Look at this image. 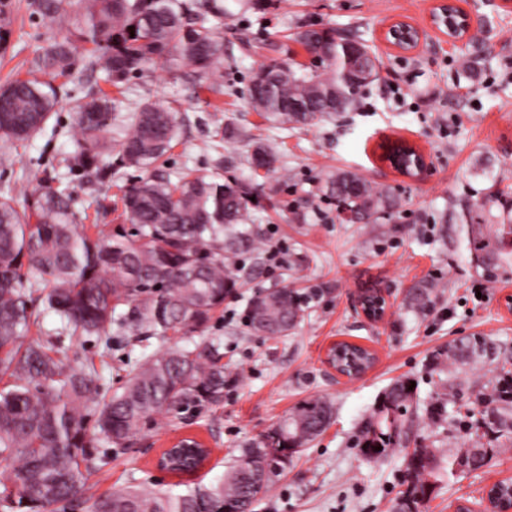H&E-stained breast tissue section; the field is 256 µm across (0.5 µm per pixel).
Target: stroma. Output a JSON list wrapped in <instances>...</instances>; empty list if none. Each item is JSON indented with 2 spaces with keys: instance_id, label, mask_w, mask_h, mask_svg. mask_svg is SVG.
I'll return each instance as SVG.
<instances>
[{
  "instance_id": "35a3bbf8",
  "label": "stroma",
  "mask_w": 512,
  "mask_h": 512,
  "mask_svg": "<svg viewBox=\"0 0 512 512\" xmlns=\"http://www.w3.org/2000/svg\"><path fill=\"white\" fill-rule=\"evenodd\" d=\"M223 95L183 73L150 68L130 75L121 113L142 101L175 110L181 126L178 144L156 164L169 177L186 167L211 169L223 156L225 178L249 184V211L258 231L257 249L245 260L242 286L227 298L201 331L143 336L104 349L95 338L63 329L44 293L30 303L29 343H50L52 357L67 369L94 366L102 395L120 387L144 356L217 340L233 378L223 401L195 417L155 416L141 426L124 453L106 457L88 477L93 496L127 487H174V476L154 472L156 449L190 434L211 448L198 479L221 478L240 448L283 420L305 401L322 398L333 419L294 459L252 512H392L402 490L406 451L367 460L353 440L394 380L417 385L413 411L418 433L447 458L452 446L447 423L430 424L426 407L444 392L433 364L449 345L484 334L512 348V313L504 307L512 294V254L504 253L495 280H488L468 236L470 226L493 235L503 209L512 210V11L500 0H460L482 20L483 50L475 72L464 71L468 45L445 43L430 26L434 0H281L265 11L243 10L239 0H223ZM401 18L424 33L419 51L401 56L382 40V31ZM324 24L367 44L381 61L380 79L365 89L358 109L317 127H271L247 99V79L262 63L245 41L272 39L276 58L287 59L297 45L292 32ZM58 29L43 22L34 0H0V85L17 76L40 73L39 59ZM84 49L74 54L70 81L59 89L55 113L26 148L0 141V191L12 187L17 200L33 189L25 175L46 170L52 188L73 191L78 201L118 198V187L71 171L76 150L74 100L108 89L106 75L86 65ZM268 140L277 160L272 171H253L233 144L221 143L225 125ZM405 139L420 147L431 167L417 180L399 176L378 156L386 139ZM354 172L399 200L393 217L345 224L336 203L322 192L325 174ZM434 286L435 305L423 315L410 310L406 295L417 282ZM294 286L319 291L303 320L288 335L262 338L246 325L247 301L255 290ZM381 291L390 310L379 324L354 310L357 298ZM338 340L362 344L374 353L373 367L356 380L337 378L324 364L328 346ZM512 476V447L499 450L481 469L441 476L423 512H456L474 503L488 486Z\"/></svg>"
}]
</instances>
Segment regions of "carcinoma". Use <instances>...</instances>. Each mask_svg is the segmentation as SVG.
Listing matches in <instances>:
<instances>
[{
  "mask_svg": "<svg viewBox=\"0 0 512 512\" xmlns=\"http://www.w3.org/2000/svg\"><path fill=\"white\" fill-rule=\"evenodd\" d=\"M36 13L64 30L42 55L43 69L54 76L72 75L73 45L86 49L88 65L100 69L117 89L128 76L148 67L177 72L189 67L209 89L224 94V84L211 78L224 69V43L218 24L224 5L218 0H34ZM296 40L321 45L322 54L310 70L282 61L260 65L250 78L252 107L276 125L317 126L357 109L361 94L353 91L348 74L362 75L369 86L379 79L381 63L358 40L336 39V29L307 26ZM0 140L24 147L54 112L57 91L35 75L14 78L0 87ZM118 100L104 94L76 104L77 151L71 167L93 172L102 182L120 180L123 170L141 172L121 197L122 215L130 231L89 236L72 193L53 190L48 177L35 171L28 205L17 209L12 191L0 195V374L14 383L0 388V461L21 460L13 491L0 500L11 509L40 512L47 501L71 508L83 497L86 473L97 468L89 450L85 411L95 408L94 430L115 451H125L138 424L161 412L193 415L218 404L229 386L224 354L218 340L155 354L136 363L120 390L99 398L96 371L68 372L47 347L24 343L30 328L29 297L47 288L46 301L61 319L86 336L112 347L110 330L132 336H165L206 327L224 299L240 286L243 261L256 249L249 224L250 191L246 184L226 181L221 159L212 170L187 168L176 180L158 173L154 164L179 135L176 112L142 102L128 130L107 140L110 125L125 123ZM246 163L253 170H271L273 149L255 139H242ZM113 158V163L105 161ZM336 203L372 218L390 214L396 199L385 188L363 177L338 171L324 184ZM476 249L484 252L480 266L487 276L499 267V253L487 249L482 228L472 227ZM39 280L26 288L23 267ZM433 285L414 286L408 304L422 314L433 304ZM314 294L305 296L282 287L259 291L249 300L248 325L259 336H284L304 318ZM124 306L126 310L118 311ZM481 358L495 365L486 384L448 381V397L430 405L433 423L453 420L466 443L448 453V468L473 471L484 467L501 448L512 445V350L490 337L475 334L450 345L439 364L456 370ZM411 381L394 382L381 396L374 415L360 429L354 447L369 460L404 447L413 427ZM464 402L465 414L453 417L448 406ZM329 402L313 399L240 450L224 477L208 485L186 483L173 494L148 487L117 492L91 502L89 512H240L258 492L275 480L254 485L245 467L261 466L270 445L296 457L330 424ZM439 470L434 451L415 447L406 457L407 491L428 499Z\"/></svg>",
  "mask_w": 512,
  "mask_h": 512,
  "instance_id": "1",
  "label": "carcinoma"
}]
</instances>
